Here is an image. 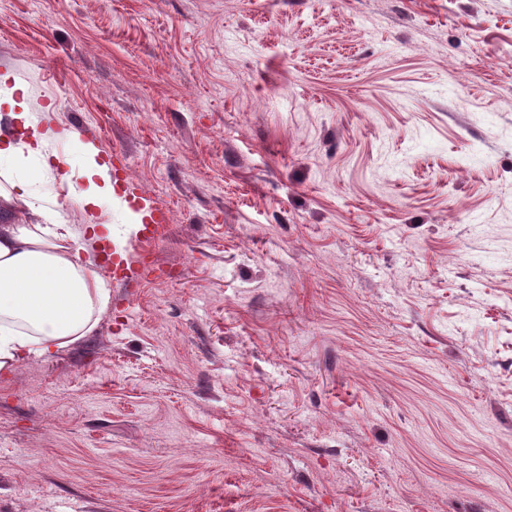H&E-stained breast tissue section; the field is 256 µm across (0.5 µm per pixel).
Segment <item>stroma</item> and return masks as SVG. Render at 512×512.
<instances>
[{
  "mask_svg": "<svg viewBox=\"0 0 512 512\" xmlns=\"http://www.w3.org/2000/svg\"><path fill=\"white\" fill-rule=\"evenodd\" d=\"M3 73L82 257L171 221L0 375V512H512V0H0ZM99 152L91 145H83L82 174L87 179L88 188L81 189L70 185V195L92 216L98 209L112 207L116 197L112 177L108 168L98 161ZM144 212L147 213V216L143 224H141V215L136 212L132 215L133 222L131 223L135 224L133 227L134 232L137 231L136 225L141 224L136 233L138 240L142 243L151 244L157 239L161 226L168 223V216L165 210L152 206L146 208ZM157 272V268L151 263L148 265L144 261L135 264L132 257L124 250L122 256H115L112 254V274L114 280L123 281L133 277L134 274L138 276L148 275Z\"/></svg>",
  "mask_w": 512,
  "mask_h": 512,
  "instance_id": "35a3bbf8",
  "label": "stroma"
}]
</instances>
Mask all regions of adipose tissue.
Wrapping results in <instances>:
<instances>
[{"label": "adipose tissue", "instance_id": "1", "mask_svg": "<svg viewBox=\"0 0 512 512\" xmlns=\"http://www.w3.org/2000/svg\"><path fill=\"white\" fill-rule=\"evenodd\" d=\"M0 75V109L11 129L29 127L24 97ZM0 135V371L29 355L52 356L80 341L97 324L110 300L103 277L83 259L70 225H48L53 202L35 196L30 172L42 160L40 137ZM93 146L82 150L87 188L70 194L86 212L111 206L115 191Z\"/></svg>", "mask_w": 512, "mask_h": 512}]
</instances>
